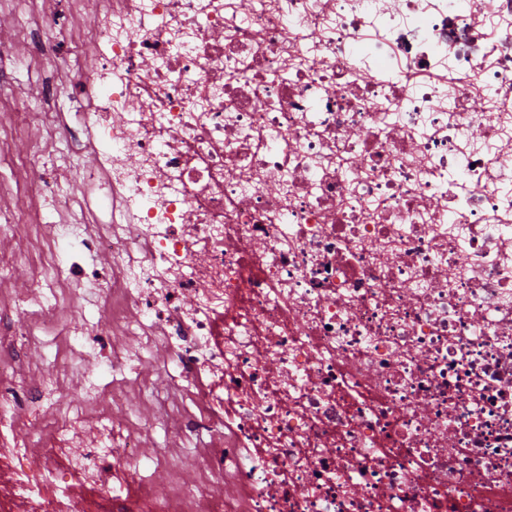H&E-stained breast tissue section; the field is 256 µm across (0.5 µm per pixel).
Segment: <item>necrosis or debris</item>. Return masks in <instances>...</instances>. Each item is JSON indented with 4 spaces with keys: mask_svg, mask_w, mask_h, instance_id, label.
<instances>
[{
    "mask_svg": "<svg viewBox=\"0 0 512 512\" xmlns=\"http://www.w3.org/2000/svg\"><path fill=\"white\" fill-rule=\"evenodd\" d=\"M85 6L17 21L45 99L91 107L80 141L63 112L18 118L98 163L34 311L0 321V512H512V0H96L84 32ZM76 31L93 72L63 57ZM65 284L108 315L65 335L179 373L130 384L148 416L95 391L102 449L59 395L74 353L37 381L17 356ZM160 424L207 439L149 471Z\"/></svg>",
    "mask_w": 512,
    "mask_h": 512,
    "instance_id": "obj_1",
    "label": "necrosis or debris"
}]
</instances>
